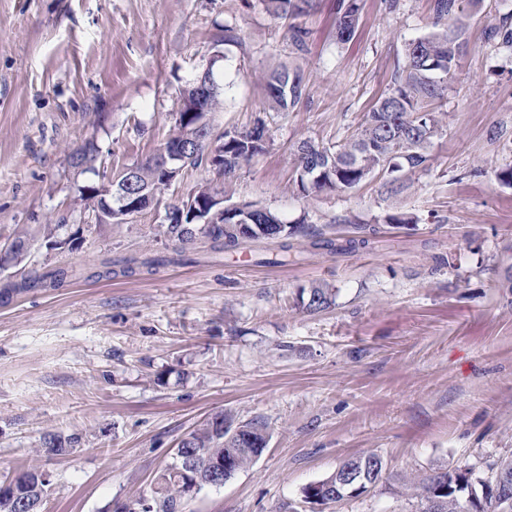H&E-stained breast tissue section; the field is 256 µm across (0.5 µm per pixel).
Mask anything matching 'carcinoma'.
<instances>
[{"label": "carcinoma", "instance_id": "obj_1", "mask_svg": "<svg viewBox=\"0 0 512 512\" xmlns=\"http://www.w3.org/2000/svg\"><path fill=\"white\" fill-rule=\"evenodd\" d=\"M267 11L277 18H292L307 11L312 0H265ZM461 0H435L434 31L408 43L403 65L397 68L393 89L380 97L366 112L358 129L344 143L327 147L313 141H303L298 146L296 185L306 193L315 190H351L375 175L385 178V184L400 181L403 172H415L426 168L429 160L428 148L439 134V119L435 104L443 100L448 92V79L459 67L464 42L462 28L456 24ZM359 0H339L336 18V39L346 41L353 32L360 14ZM489 38L498 45L512 49V16L502 19L501 25L490 30ZM265 89L269 108L284 112L296 106L307 94L303 77L280 67L266 77ZM201 113L186 109L181 120L174 123L170 137L181 139L195 134V123ZM266 135L263 124L244 132H214L207 129L206 137L224 150V169L214 172L218 178L234 175L242 156L247 159L264 152V146L249 147L254 133ZM97 149L87 145L72 154V164L81 172H91L102 181L113 180L116 184L125 181L128 175L143 185L158 192L166 189L159 172L150 162L137 166L136 173L128 167L118 170L112 177L107 170H98ZM178 207H173L172 217L165 225V235L170 247L167 252L142 257H123L115 261L106 260L101 269L87 271L86 278H100L112 274V265L120 267L123 274H133L144 268L151 272L168 265H184L192 262L187 250L202 238L214 253L227 252L240 247L239 225L236 216L224 212V223L216 230L199 235L195 233L196 220L189 215L178 216ZM285 237L306 235L308 229L302 224L284 227ZM356 235L346 239L345 244H336L320 232H312L317 245L333 250H355L371 244L374 230L361 224L354 225ZM32 247V237L25 228L17 229L3 249L12 255L18 282H10L0 289V297L33 288H56L74 276L73 271L56 267L50 269L27 268L22 265ZM331 303V293L323 288L310 291L304 307L311 313L319 312ZM77 438L60 432L49 431L40 438L41 448L48 453L65 455L74 447ZM266 448L265 428L257 422H245L236 428L226 425L224 414H216L202 427L185 435L177 449L190 458L191 468L170 465L157 477V488L150 512H183L187 498V481L206 477L205 466L213 458L232 460V472H237L253 463ZM494 477L484 479L471 470L450 472L436 471L423 478L418 486L424 501L436 498L440 501V512H501L506 485L512 486V459L501 460L491 465ZM383 461L375 454L351 457L344 460L329 478L309 485L303 490L304 501L310 504L327 505L348 496L350 491L361 494L358 484L345 483L348 474L355 473L364 487L376 484L381 478ZM49 487L41 481V470L31 467L10 480L0 481V512H8L10 495L21 492L39 503H44Z\"/></svg>", "mask_w": 512, "mask_h": 512}]
</instances>
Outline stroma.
Listing matches in <instances>:
<instances>
[{
    "label": "stroma",
    "mask_w": 512,
    "mask_h": 512,
    "mask_svg": "<svg viewBox=\"0 0 512 512\" xmlns=\"http://www.w3.org/2000/svg\"><path fill=\"white\" fill-rule=\"evenodd\" d=\"M338 0H313L294 21L263 0H0V245L16 226L59 225L72 247L35 244L31 267L81 270L168 245L164 216L203 180L183 179L121 223H95L78 189L97 183L69 152L95 140L105 165L129 166L167 140L178 90L212 67L223 106L214 131L264 121L262 154L224 185L232 203L342 242L357 216L377 235L329 251L291 237L154 273L68 279L0 303V480L35 465L51 475L44 512H120L151 502L180 439L224 414L264 423L259 459L183 512H422L407 478L512 458V51L486 31L512 0L461 15L467 48L425 169L401 191L371 177L349 191L294 187L297 148L354 134L393 85L405 46L432 32L433 0H361L351 39L336 40ZM306 33L296 51L291 27ZM238 42L223 43L225 28ZM299 72L306 97L270 110L263 77ZM414 216L411 224L395 216ZM329 307L306 312L302 293ZM77 435L71 454L42 434ZM378 454L366 493L312 507L306 486L350 457Z\"/></svg>",
    "instance_id": "obj_1"
}]
</instances>
